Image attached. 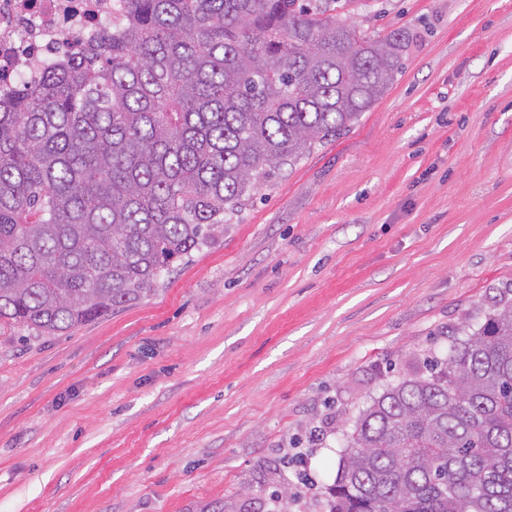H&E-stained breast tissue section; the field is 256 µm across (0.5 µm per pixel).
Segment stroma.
Here are the masks:
<instances>
[{
	"label": "stroma",
	"mask_w": 512,
	"mask_h": 512,
	"mask_svg": "<svg viewBox=\"0 0 512 512\" xmlns=\"http://www.w3.org/2000/svg\"><path fill=\"white\" fill-rule=\"evenodd\" d=\"M402 68L148 296L0 321V512H328L352 425L512 279V0H358Z\"/></svg>",
	"instance_id": "1"
}]
</instances>
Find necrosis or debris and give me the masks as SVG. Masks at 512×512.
I'll return each mask as SVG.
<instances>
[{"label": "necrosis or debris", "instance_id": "obj_1", "mask_svg": "<svg viewBox=\"0 0 512 512\" xmlns=\"http://www.w3.org/2000/svg\"><path fill=\"white\" fill-rule=\"evenodd\" d=\"M112 23V0H0V76L28 85Z\"/></svg>", "mask_w": 512, "mask_h": 512}]
</instances>
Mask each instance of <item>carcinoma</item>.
Instances as JSON below:
<instances>
[{
    "label": "carcinoma",
    "instance_id": "carcinoma-1",
    "mask_svg": "<svg viewBox=\"0 0 512 512\" xmlns=\"http://www.w3.org/2000/svg\"><path fill=\"white\" fill-rule=\"evenodd\" d=\"M35 89L0 94V319L54 335L154 291L257 181L346 131L405 37L351 0H117ZM445 365L360 414L329 512H512V281Z\"/></svg>",
    "mask_w": 512,
    "mask_h": 512
}]
</instances>
